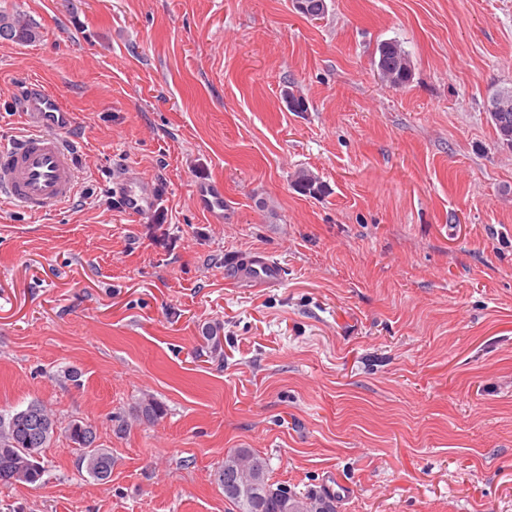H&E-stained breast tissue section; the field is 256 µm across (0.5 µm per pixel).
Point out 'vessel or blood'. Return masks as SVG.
I'll return each mask as SVG.
<instances>
[{
    "mask_svg": "<svg viewBox=\"0 0 512 512\" xmlns=\"http://www.w3.org/2000/svg\"><path fill=\"white\" fill-rule=\"evenodd\" d=\"M27 129L12 143L0 147V198L37 216L65 205L74 196L77 165L74 153L59 137V129L70 123L67 112L54 93L39 83H29L21 114ZM126 214L141 217L161 202L153 183L137 173L120 176L113 189ZM194 197L214 223L224 221V187L198 183ZM237 273L258 283L281 277L279 264L261 255L238 259Z\"/></svg>",
    "mask_w": 512,
    "mask_h": 512,
    "instance_id": "1",
    "label": "vessel or blood"
}]
</instances>
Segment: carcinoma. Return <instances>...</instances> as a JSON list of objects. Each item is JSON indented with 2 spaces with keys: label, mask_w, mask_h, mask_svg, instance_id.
<instances>
[{
  "label": "carcinoma",
  "mask_w": 512,
  "mask_h": 512,
  "mask_svg": "<svg viewBox=\"0 0 512 512\" xmlns=\"http://www.w3.org/2000/svg\"><path fill=\"white\" fill-rule=\"evenodd\" d=\"M295 3V10L312 20L323 17L327 11L326 0H295ZM34 37V31L19 18L0 12V38L30 41ZM374 63L390 86L400 88L410 82L409 56L398 41L378 43ZM490 105L505 109L500 119L492 110L489 114L498 139L512 145V90L493 94ZM164 415L165 407L153 397H143L132 407V418L140 423L151 424ZM57 430L53 414L36 401L23 409L0 413V487L39 483L45 473L42 465L44 448L56 436ZM64 435L80 451V462L90 477L97 481L111 478L112 451L99 444L94 426L74 420L65 427ZM213 481L238 512H324L322 496H299L270 483L267 460L248 448L228 451L224 461L214 470Z\"/></svg>",
  "instance_id": "1"
}]
</instances>
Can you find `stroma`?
Returning a JSON list of instances; mask_svg holds the SVG:
<instances>
[{"instance_id":"stroma-1","label":"stroma","mask_w":512,"mask_h":512,"mask_svg":"<svg viewBox=\"0 0 512 512\" xmlns=\"http://www.w3.org/2000/svg\"><path fill=\"white\" fill-rule=\"evenodd\" d=\"M326 3L0 0L36 33L0 39V145L38 81L79 171L55 213L0 200V413L40 402L115 459L94 480L56 437L0 512H236L213 481L232 448L332 512H512V148L488 114L512 0ZM389 39L403 88L374 66ZM130 167L166 223L112 208ZM254 254L277 285L229 281ZM144 396L162 419L132 421ZM374 63L390 86L400 88L410 82L412 70L409 56L398 41L385 40L378 43ZM194 197L199 207L205 211L215 224L224 221V186L221 183H197Z\"/></svg>"}]
</instances>
